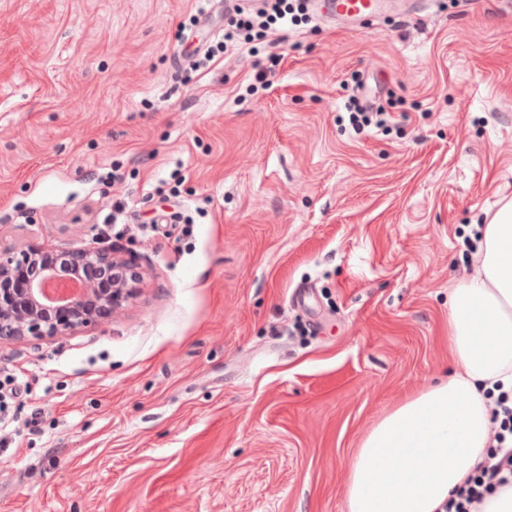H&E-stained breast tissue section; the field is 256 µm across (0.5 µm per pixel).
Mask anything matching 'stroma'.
Segmentation results:
<instances>
[{"mask_svg": "<svg viewBox=\"0 0 512 512\" xmlns=\"http://www.w3.org/2000/svg\"><path fill=\"white\" fill-rule=\"evenodd\" d=\"M227 9L0 0V249L141 276L101 325L0 342L29 389L0 512H347L364 436L448 374L463 240L512 199V5L314 18L186 75L182 36L220 42ZM356 76L388 130L353 131Z\"/></svg>", "mask_w": 512, "mask_h": 512, "instance_id": "obj_1", "label": "stroma"}]
</instances>
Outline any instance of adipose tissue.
<instances>
[{
  "label": "adipose tissue",
  "instance_id": "ef3b65f1",
  "mask_svg": "<svg viewBox=\"0 0 512 512\" xmlns=\"http://www.w3.org/2000/svg\"><path fill=\"white\" fill-rule=\"evenodd\" d=\"M480 233L472 273L448 291V375L365 436L351 460L348 512H445L486 455L485 391L512 387V202Z\"/></svg>",
  "mask_w": 512,
  "mask_h": 512
}]
</instances>
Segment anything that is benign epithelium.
Here are the masks:
<instances>
[{"label":"benign epithelium","instance_id":"benign-epithelium-1","mask_svg":"<svg viewBox=\"0 0 512 512\" xmlns=\"http://www.w3.org/2000/svg\"><path fill=\"white\" fill-rule=\"evenodd\" d=\"M134 270L131 259L107 249L58 251L33 245L19 253L0 251V342L54 338L100 325L138 292L139 276L116 279L112 270ZM50 279L74 281L80 293L48 300Z\"/></svg>","mask_w":512,"mask_h":512}]
</instances>
